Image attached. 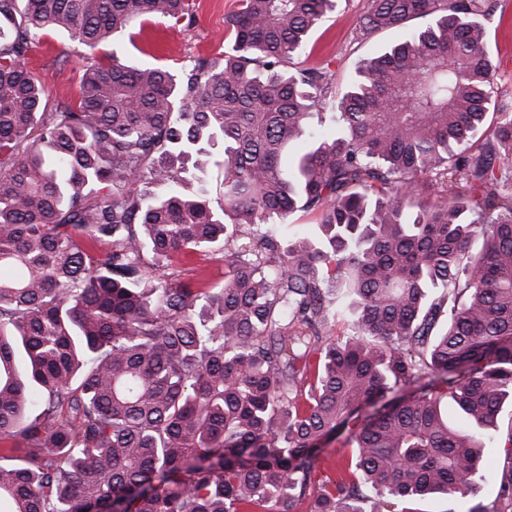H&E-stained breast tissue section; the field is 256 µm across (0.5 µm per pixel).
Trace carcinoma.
Here are the masks:
<instances>
[{
    "instance_id": "1",
    "label": "carcinoma",
    "mask_w": 512,
    "mask_h": 512,
    "mask_svg": "<svg viewBox=\"0 0 512 512\" xmlns=\"http://www.w3.org/2000/svg\"><path fill=\"white\" fill-rule=\"evenodd\" d=\"M339 0H241L220 59L85 57L43 111L27 66L51 31L94 50L191 0H0V503L8 512H409L477 500L512 398V108H489L495 0H372L360 33L421 26L309 118L295 68ZM222 178L214 203L198 187ZM434 180L441 205L412 203ZM312 216L319 238L285 234ZM103 242L96 253L85 239ZM223 243L224 285L170 271ZM351 298V334L334 335ZM453 402L466 418L453 424ZM348 429L342 473L315 451ZM330 96L325 100V104L321 105V108L316 112L321 114H314L310 119V124L314 131L317 133L324 132L335 134L336 124L332 121V112H336L335 100ZM402 507H408L414 512H460L461 503L457 498L451 496H434L423 500L413 501L409 504H403Z\"/></svg>"
}]
</instances>
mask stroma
I'll return each mask as SVG.
<instances>
[{
	"label": "stroma",
	"mask_w": 512,
	"mask_h": 512,
	"mask_svg": "<svg viewBox=\"0 0 512 512\" xmlns=\"http://www.w3.org/2000/svg\"><path fill=\"white\" fill-rule=\"evenodd\" d=\"M488 23L487 48L497 68V88L502 99L512 101V0H496ZM369 0H341L334 12L311 34L307 51L298 57L302 68L327 67L334 91H341L358 63L392 43L396 35L380 32L360 35L359 25ZM239 7V0H195L191 26L168 27L151 21L144 24V36L136 45L126 46L137 64L176 67L191 56L216 57L224 51V18ZM85 48L74 44L65 33L53 32L36 40L28 53V67L44 88L47 111L74 100L79 92V75ZM174 269L188 276L202 277L212 285L224 280V261L213 251L201 249L179 255Z\"/></svg>",
	"instance_id": "obj_1"
}]
</instances>
